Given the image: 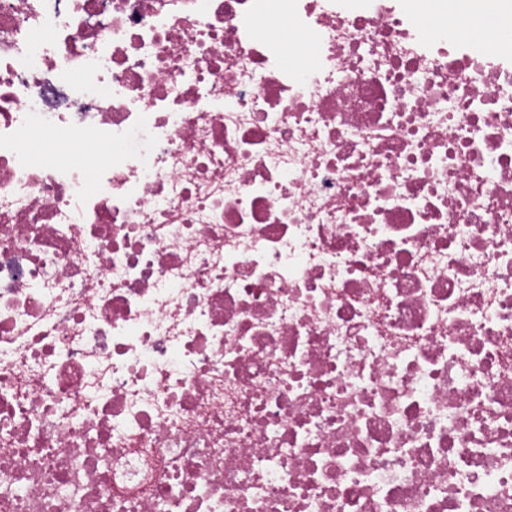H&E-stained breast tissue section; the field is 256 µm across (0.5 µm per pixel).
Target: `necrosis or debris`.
<instances>
[{"mask_svg":"<svg viewBox=\"0 0 512 512\" xmlns=\"http://www.w3.org/2000/svg\"><path fill=\"white\" fill-rule=\"evenodd\" d=\"M449 20L0 0V512H512V34Z\"/></svg>","mask_w":512,"mask_h":512,"instance_id":"4bbe7bcc","label":"necrosis or debris"}]
</instances>
